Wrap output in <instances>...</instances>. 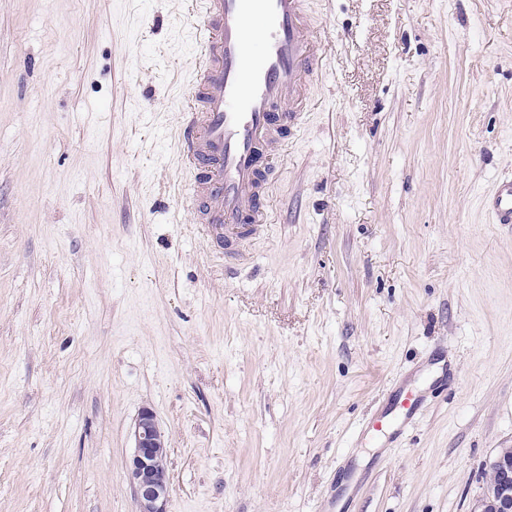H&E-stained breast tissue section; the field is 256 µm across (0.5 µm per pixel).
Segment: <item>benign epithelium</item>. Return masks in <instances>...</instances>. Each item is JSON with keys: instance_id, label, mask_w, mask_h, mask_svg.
<instances>
[{"instance_id": "benign-epithelium-1", "label": "benign epithelium", "mask_w": 512, "mask_h": 512, "mask_svg": "<svg viewBox=\"0 0 512 512\" xmlns=\"http://www.w3.org/2000/svg\"><path fill=\"white\" fill-rule=\"evenodd\" d=\"M133 438L135 448L127 471L136 512H166L170 476L160 453L164 435L152 410L141 411L134 424ZM480 507L481 512H512V448L498 450L491 459Z\"/></svg>"}]
</instances>
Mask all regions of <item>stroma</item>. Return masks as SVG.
Segmentation results:
<instances>
[{
	"label": "stroma",
	"instance_id": "35a3bbf8",
	"mask_svg": "<svg viewBox=\"0 0 512 512\" xmlns=\"http://www.w3.org/2000/svg\"><path fill=\"white\" fill-rule=\"evenodd\" d=\"M323 67L226 269L184 204L194 0H0V512H476L512 448V0H310ZM402 437L364 428L399 387ZM484 208L493 224H512V178L501 181ZM134 452L127 466L133 487L136 512H166L170 492V476L165 458L162 434L156 416L150 409L139 414L133 430Z\"/></svg>",
	"mask_w": 512,
	"mask_h": 512
}]
</instances>
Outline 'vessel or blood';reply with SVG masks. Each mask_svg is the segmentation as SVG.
Wrapping results in <instances>:
<instances>
[{
	"instance_id": "1",
	"label": "vessel or blood",
	"mask_w": 512,
	"mask_h": 512,
	"mask_svg": "<svg viewBox=\"0 0 512 512\" xmlns=\"http://www.w3.org/2000/svg\"><path fill=\"white\" fill-rule=\"evenodd\" d=\"M198 15L181 152L198 230L230 263L263 231L267 162L287 150L321 58L308 0H198ZM484 207L492 223L512 224V179ZM423 399L396 391L369 428L396 439Z\"/></svg>"
}]
</instances>
